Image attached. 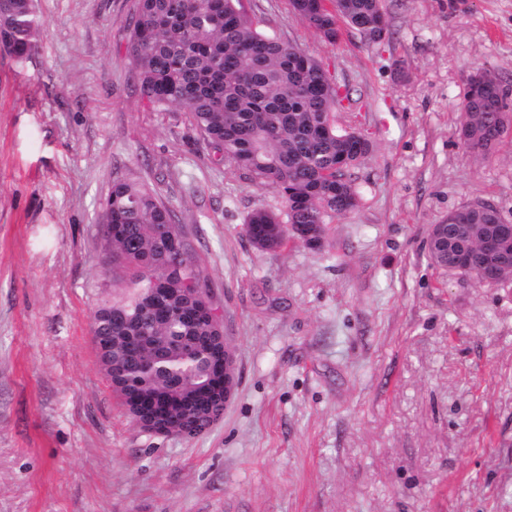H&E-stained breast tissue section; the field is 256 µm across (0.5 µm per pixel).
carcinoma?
<instances>
[{"instance_id": "cac0c4a2", "label": "carcinoma", "mask_w": 512, "mask_h": 512, "mask_svg": "<svg viewBox=\"0 0 512 512\" xmlns=\"http://www.w3.org/2000/svg\"><path fill=\"white\" fill-rule=\"evenodd\" d=\"M293 9L329 41L346 26L386 25L379 0H291ZM239 0H136L130 54L142 95L154 106L187 113L217 161L248 172L282 198L280 212L257 208L244 232L259 243L280 237L306 245L324 239L327 220L356 208L354 170L371 148L355 131L336 127L339 87L297 45L258 31ZM40 34L30 27L7 51L22 58ZM508 94L498 75L470 77L460 104L469 152L488 155L507 133ZM100 216L106 263L101 287L112 300L94 313L91 331L101 369L122 405L136 395L164 413L168 429L192 435L217 406L209 393L219 361L197 315L200 294L186 283L207 281L188 254L172 207L144 182L116 180ZM469 223L496 224L493 205L468 206ZM473 242L448 225V251L428 250L452 271L448 256Z\"/></svg>"}]
</instances>
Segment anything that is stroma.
<instances>
[{"label": "stroma", "mask_w": 512, "mask_h": 512, "mask_svg": "<svg viewBox=\"0 0 512 512\" xmlns=\"http://www.w3.org/2000/svg\"><path fill=\"white\" fill-rule=\"evenodd\" d=\"M134 4L34 0L28 56L0 48V512H512V284L427 250L465 204L512 223V134L475 156L458 110L482 69L512 93V0H380L382 38L334 42L290 0H241L372 143L357 208L272 252L243 224L277 193L141 96ZM116 179L161 192L222 312L235 394L193 438L144 433L100 367Z\"/></svg>", "instance_id": "35a3bbf8"}]
</instances>
